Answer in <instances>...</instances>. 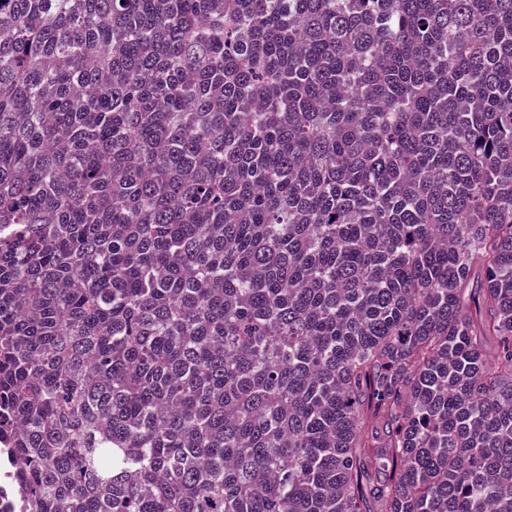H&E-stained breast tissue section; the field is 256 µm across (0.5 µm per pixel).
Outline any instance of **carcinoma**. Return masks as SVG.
<instances>
[{"instance_id":"obj_1","label":"carcinoma","mask_w":512,"mask_h":512,"mask_svg":"<svg viewBox=\"0 0 512 512\" xmlns=\"http://www.w3.org/2000/svg\"><path fill=\"white\" fill-rule=\"evenodd\" d=\"M2 432L23 512H512V0H0Z\"/></svg>"}]
</instances>
